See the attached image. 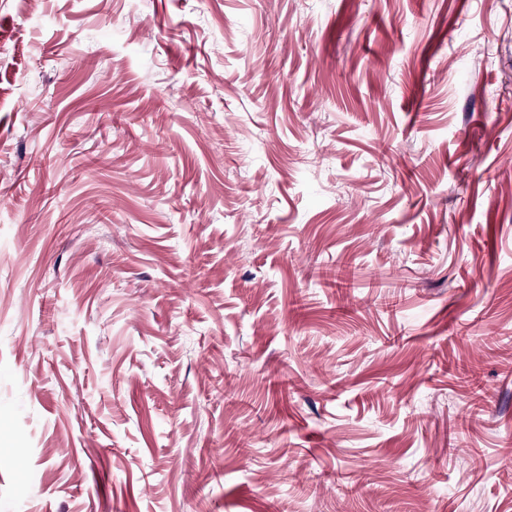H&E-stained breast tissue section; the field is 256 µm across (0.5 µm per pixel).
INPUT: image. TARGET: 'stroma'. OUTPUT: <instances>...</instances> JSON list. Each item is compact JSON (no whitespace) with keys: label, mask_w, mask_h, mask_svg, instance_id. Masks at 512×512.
Segmentation results:
<instances>
[{"label":"stroma","mask_w":512,"mask_h":512,"mask_svg":"<svg viewBox=\"0 0 512 512\" xmlns=\"http://www.w3.org/2000/svg\"><path fill=\"white\" fill-rule=\"evenodd\" d=\"M0 512H512V0H0Z\"/></svg>","instance_id":"35a3bbf8"}]
</instances>
